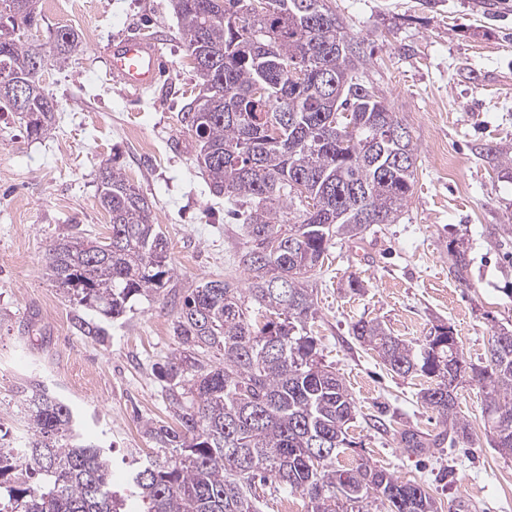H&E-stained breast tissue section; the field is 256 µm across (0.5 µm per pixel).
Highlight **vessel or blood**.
I'll return each mask as SVG.
<instances>
[{"mask_svg": "<svg viewBox=\"0 0 512 512\" xmlns=\"http://www.w3.org/2000/svg\"><path fill=\"white\" fill-rule=\"evenodd\" d=\"M105 54L109 76L134 91L153 87L161 75L160 51L153 40L115 38L106 45Z\"/></svg>", "mask_w": 512, "mask_h": 512, "instance_id": "b4317fda", "label": "vessel or blood"}]
</instances>
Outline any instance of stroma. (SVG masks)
<instances>
[{
    "instance_id": "stroma-1",
    "label": "stroma",
    "mask_w": 512,
    "mask_h": 512,
    "mask_svg": "<svg viewBox=\"0 0 512 512\" xmlns=\"http://www.w3.org/2000/svg\"><path fill=\"white\" fill-rule=\"evenodd\" d=\"M370 51L366 75L410 128L418 147L416 183L403 217L361 238L331 245L316 277L319 355L343 378L356 407L351 448L338 461L367 459L400 480L422 482L438 512H512V457L485 429L476 382L459 390L470 443L417 454L402 431L436 434L422 404L421 377L389 372L357 341L352 326L376 319L399 338L422 343L436 321L451 325L465 358L484 359L500 326L512 325V0H332ZM30 35L48 44L74 29L80 49L52 60L42 86L57 103L49 135L28 137L15 112H0V429L27 434L18 389L36 381L68 403L87 437L112 451L113 472L152 453L146 421L172 422L154 366L177 347L170 297L136 302L102 319L105 342L72 327L75 307L44 275L45 249L76 233L102 239L109 217L97 204L101 163L117 159L152 204L166 235L178 293L230 274L244 247L232 206L214 196L193 162L181 124L195 72L178 35L171 0H41ZM118 35L157 40L164 76L141 92L107 75L104 47ZM465 251L466 280L451 269ZM364 288L352 293L349 278Z\"/></svg>"
}]
</instances>
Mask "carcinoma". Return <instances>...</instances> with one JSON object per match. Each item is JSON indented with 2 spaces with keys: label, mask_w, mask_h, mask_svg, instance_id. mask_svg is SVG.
Listing matches in <instances>:
<instances>
[{
  "label": "carcinoma",
  "mask_w": 512,
  "mask_h": 512,
  "mask_svg": "<svg viewBox=\"0 0 512 512\" xmlns=\"http://www.w3.org/2000/svg\"><path fill=\"white\" fill-rule=\"evenodd\" d=\"M178 33L191 58L198 94L184 106L183 128L210 192L245 200L247 247L238 263L248 287L212 279L190 289L172 322L178 348L155 373L176 425L148 422L157 455L135 462L133 493L147 512H258L261 487L305 496L306 512H437L424 485L401 481L368 460L336 467L352 445L356 407L336 372L319 360L309 335L317 317L312 279L337 238H355L369 225L394 224L413 195L417 147L411 135L367 145L403 127L386 98L366 78L364 44L331 0H172ZM18 35L0 41V70L28 80V136L49 134L55 100L32 79L25 30L42 20L39 0H0V19ZM275 58L257 59L254 41ZM79 34L59 27L50 56L70 55ZM341 93L338 125L330 131L324 96ZM97 198L110 217L107 240L66 235L51 241L45 275L78 307L118 320L140 297L159 296L175 275L167 237L151 217L152 204L121 168L100 165ZM73 328L98 339L103 328L81 315ZM356 340L377 352L388 370L424 377L420 391L444 430L431 440L401 433L404 447L422 451L447 439H470L458 412L455 377L485 392L493 446L512 456V345L476 364L463 356L453 328L432 327L415 347L377 320L352 326ZM31 436L0 444V512H121L112 495L110 461L75 429L70 407L37 382L22 387ZM317 448H328L323 456ZM23 468L34 485L9 482Z\"/></svg>",
  "instance_id": "1"
}]
</instances>
